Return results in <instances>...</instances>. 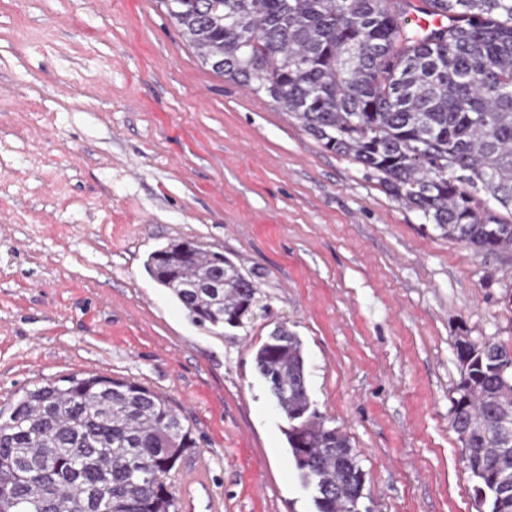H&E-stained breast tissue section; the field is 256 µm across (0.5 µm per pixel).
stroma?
Listing matches in <instances>:
<instances>
[{
    "label": "stroma",
    "mask_w": 512,
    "mask_h": 512,
    "mask_svg": "<svg viewBox=\"0 0 512 512\" xmlns=\"http://www.w3.org/2000/svg\"><path fill=\"white\" fill-rule=\"evenodd\" d=\"M178 240L229 258L268 315L193 324L144 269ZM279 324L371 512H476L454 341L512 348V250L422 223L204 67L158 0H0V411L63 375L134 380L186 418L224 512H315L254 368Z\"/></svg>",
    "instance_id": "stroma-1"
}]
</instances>
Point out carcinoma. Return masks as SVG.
Segmentation results:
<instances>
[{
    "mask_svg": "<svg viewBox=\"0 0 512 512\" xmlns=\"http://www.w3.org/2000/svg\"><path fill=\"white\" fill-rule=\"evenodd\" d=\"M409 0H184L170 15L216 75L269 98L326 151L448 239L512 250V0H424L443 25L409 24ZM148 275L192 321L261 300L224 255L195 241L151 252ZM450 398L460 462L487 512H512V351L455 340ZM255 369L277 388L291 459L316 512H360L365 472L310 400L303 347L280 327ZM196 440L161 393L68 374L22 390L0 419V512H178L171 475Z\"/></svg>",
    "mask_w": 512,
    "mask_h": 512,
    "instance_id": "1",
    "label": "carcinoma"
}]
</instances>
